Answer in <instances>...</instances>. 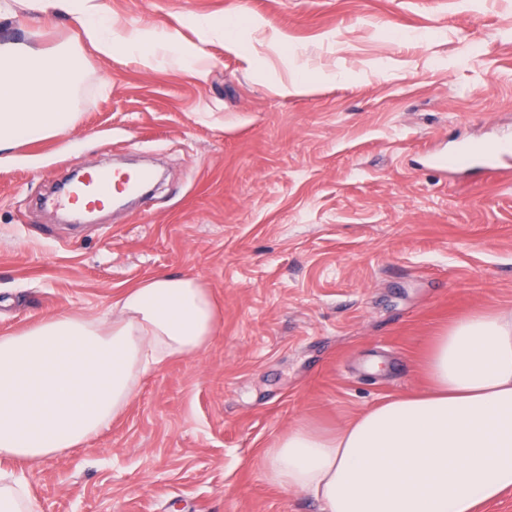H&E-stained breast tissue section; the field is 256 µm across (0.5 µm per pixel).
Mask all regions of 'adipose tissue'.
I'll return each instance as SVG.
<instances>
[{"mask_svg": "<svg viewBox=\"0 0 512 512\" xmlns=\"http://www.w3.org/2000/svg\"><path fill=\"white\" fill-rule=\"evenodd\" d=\"M73 17L80 39L50 48L0 41V159L19 144L72 131L81 49L154 68L177 36L115 35L101 0H0ZM219 308L200 279L158 274L105 312H64L0 336V459L35 463L86 445L130 403L141 378L199 355ZM428 392L402 395L333 432L299 425L264 451L268 481L323 512H477L512 491V311L478 309L436 336ZM24 473L0 469V512H34Z\"/></svg>", "mask_w": 512, "mask_h": 512, "instance_id": "adipose-tissue-1", "label": "adipose tissue"}]
</instances>
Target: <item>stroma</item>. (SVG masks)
I'll return each mask as SVG.
<instances>
[{"label": "stroma", "instance_id": "35a3bbf8", "mask_svg": "<svg viewBox=\"0 0 512 512\" xmlns=\"http://www.w3.org/2000/svg\"><path fill=\"white\" fill-rule=\"evenodd\" d=\"M101 2L115 32H176L191 59L85 48L75 130L0 165V335L156 274L201 279L221 319L98 438L25 467L35 510L321 512L267 480L263 449L425 391L442 328L512 311V178L423 160L512 136V0ZM0 30L79 35L22 10ZM120 157L159 164L147 199L88 224L43 204Z\"/></svg>", "mask_w": 512, "mask_h": 512}]
</instances>
